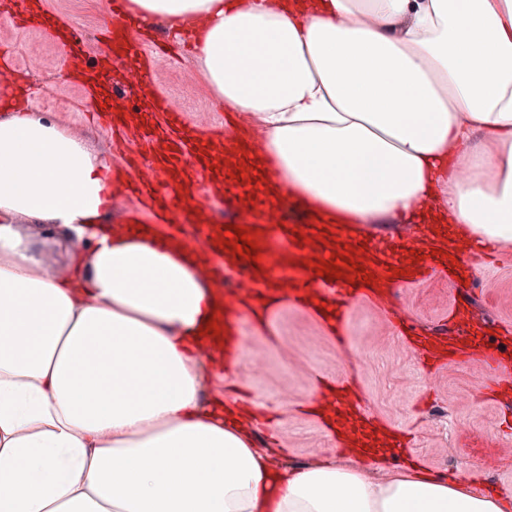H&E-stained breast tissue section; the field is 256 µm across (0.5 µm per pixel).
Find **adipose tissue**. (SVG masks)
<instances>
[{"mask_svg":"<svg viewBox=\"0 0 512 512\" xmlns=\"http://www.w3.org/2000/svg\"><path fill=\"white\" fill-rule=\"evenodd\" d=\"M196 55L258 148L245 189L369 232L383 216L512 244V0H129ZM110 169L0 119V512H512L466 474L375 457L279 470L201 399L223 304L197 254L102 218ZM54 225L71 258L37 248Z\"/></svg>","mask_w":512,"mask_h":512,"instance_id":"obj_1","label":"adipose tissue"}]
</instances>
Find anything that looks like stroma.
Returning a JSON list of instances; mask_svg holds the SVG:
<instances>
[{"label": "stroma", "instance_id": "obj_1", "mask_svg": "<svg viewBox=\"0 0 512 512\" xmlns=\"http://www.w3.org/2000/svg\"><path fill=\"white\" fill-rule=\"evenodd\" d=\"M40 2L49 14L83 33L90 64L108 55V47L97 41L96 33L113 22L109 0ZM0 43L28 64L25 87L36 112H44L45 94L70 100V110L53 112V119L108 160L113 180L154 179L155 167L150 162L127 169L124 153L114 145L113 132L99 126L95 114L84 107L83 91L70 78L57 40L41 29L19 28L11 19L0 17ZM145 85L170 94L183 107L186 122L198 131L207 133L223 126L224 113L203 78L194 51L185 44L176 43L174 52L158 59L149 74L135 81L123 78L119 102L132 107ZM199 213L209 224H244L254 218L251 203L241 200L227 206L223 192L208 182L169 221L191 224ZM477 263L482 273L473 307L490 321L493 335L512 337V252L483 256ZM456 294L454 285L436 278L398 287L395 295L382 301L351 303L348 335L341 344L319 320L294 304H283L263 325L242 316L241 359L254 363L255 368L227 382L206 378L202 398L210 400L220 391L234 405L242 399L264 402L266 417L244 423V430L275 463L299 468L340 457V450L303 407L313 398L319 378H348L355 381L366 413L383 425L416 434V452L423 467L453 472L471 464L478 487L512 494V430H506L501 420L505 403L480 400L474 391L482 368L464 361L426 371L398 332L397 315L430 328L447 316Z\"/></svg>", "mask_w": 512, "mask_h": 512}]
</instances>
